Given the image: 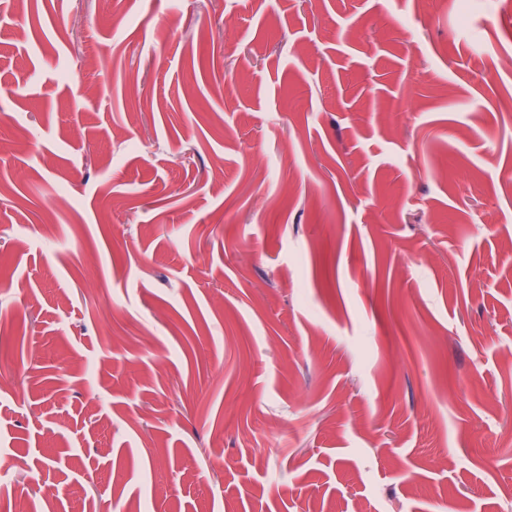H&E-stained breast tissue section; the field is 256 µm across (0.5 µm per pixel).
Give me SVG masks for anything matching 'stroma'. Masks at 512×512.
<instances>
[{"instance_id":"1","label":"stroma","mask_w":512,"mask_h":512,"mask_svg":"<svg viewBox=\"0 0 512 512\" xmlns=\"http://www.w3.org/2000/svg\"><path fill=\"white\" fill-rule=\"evenodd\" d=\"M458 2L0 0V460L66 492L0 512H512V0Z\"/></svg>"}]
</instances>
